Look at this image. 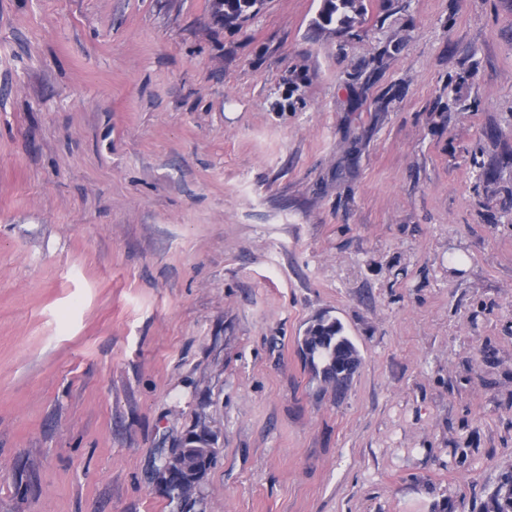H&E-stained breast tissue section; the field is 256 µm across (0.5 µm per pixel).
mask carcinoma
Masks as SVG:
<instances>
[{"mask_svg": "<svg viewBox=\"0 0 512 512\" xmlns=\"http://www.w3.org/2000/svg\"><path fill=\"white\" fill-rule=\"evenodd\" d=\"M265 0H213V16L230 31H239L261 10ZM364 0H321L312 28L316 32L337 37L363 22ZM299 351L303 361L313 367L325 385L342 393L360 364V354L341 321L323 315L310 324L300 338ZM215 437L206 429L192 430L177 443L181 469L170 480L169 487L181 504L192 506L195 488L212 466L218 449ZM486 512H512V472L505 474L490 497Z\"/></svg>", "mask_w": 512, "mask_h": 512, "instance_id": "cac0c4a2", "label": "carcinoma"}]
</instances>
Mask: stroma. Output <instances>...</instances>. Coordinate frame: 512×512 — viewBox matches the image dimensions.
Returning a JSON list of instances; mask_svg holds the SVG:
<instances>
[{
	"instance_id": "obj_1",
	"label": "stroma",
	"mask_w": 512,
	"mask_h": 512,
	"mask_svg": "<svg viewBox=\"0 0 512 512\" xmlns=\"http://www.w3.org/2000/svg\"><path fill=\"white\" fill-rule=\"evenodd\" d=\"M0 0V512H483L512 471V0ZM461 97L462 107L440 112ZM361 363L335 398L320 315ZM265 0H214L213 16L224 25V29L239 31L261 10ZM365 15L364 0H321L312 28L315 32L340 37L356 23H362ZM299 351L336 394L346 389L360 364L357 347L336 317L323 315L310 324L300 338ZM215 443V437L208 430H192L172 449L180 453L181 469L175 478L170 480L169 487L184 505V509L191 507L193 503V493H189L188 489L199 485L218 454L219 448H215Z\"/></svg>"
}]
</instances>
